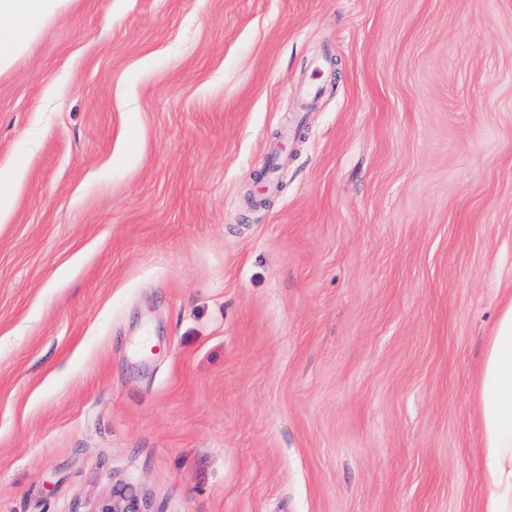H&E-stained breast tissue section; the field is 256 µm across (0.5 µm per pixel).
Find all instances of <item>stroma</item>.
<instances>
[{"instance_id":"obj_1","label":"stroma","mask_w":512,"mask_h":512,"mask_svg":"<svg viewBox=\"0 0 512 512\" xmlns=\"http://www.w3.org/2000/svg\"><path fill=\"white\" fill-rule=\"evenodd\" d=\"M1 175L0 512H473L512 0H72ZM94 512H152L137 496L116 491L111 499L101 502Z\"/></svg>"}]
</instances>
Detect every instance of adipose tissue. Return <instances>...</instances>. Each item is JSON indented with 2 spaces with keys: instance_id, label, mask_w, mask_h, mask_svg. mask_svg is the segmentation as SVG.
Instances as JSON below:
<instances>
[{
  "instance_id": "adipose-tissue-1",
  "label": "adipose tissue",
  "mask_w": 512,
  "mask_h": 512,
  "mask_svg": "<svg viewBox=\"0 0 512 512\" xmlns=\"http://www.w3.org/2000/svg\"><path fill=\"white\" fill-rule=\"evenodd\" d=\"M65 0H0V73L8 71ZM488 479L477 512H512V299L486 340L475 393Z\"/></svg>"
}]
</instances>
